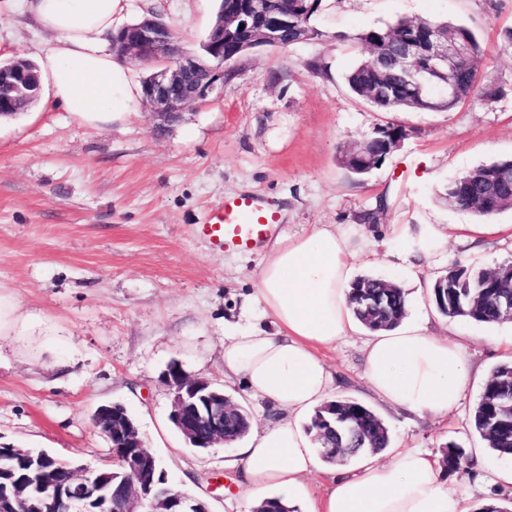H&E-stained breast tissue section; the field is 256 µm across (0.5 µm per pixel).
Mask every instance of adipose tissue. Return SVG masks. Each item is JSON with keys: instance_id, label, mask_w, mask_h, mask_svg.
<instances>
[{"instance_id": "1", "label": "adipose tissue", "mask_w": 512, "mask_h": 512, "mask_svg": "<svg viewBox=\"0 0 512 512\" xmlns=\"http://www.w3.org/2000/svg\"><path fill=\"white\" fill-rule=\"evenodd\" d=\"M128 0H0L23 9L48 34L35 59L52 104L88 124L123 119L140 86L112 50L114 19ZM371 256L358 229L317 226L277 240L258 273L251 322L227 336L224 381L244 382L278 419L254 428L235 466L248 495L293 492L323 471L302 417L330 400L336 373L323 355L346 336L363 335L371 396L398 412L446 417L470 381L461 343L404 318L393 329L363 332L349 304L358 263ZM330 492L308 512H469L436 455L401 448L387 460L363 457L355 475L334 472Z\"/></svg>"}]
</instances>
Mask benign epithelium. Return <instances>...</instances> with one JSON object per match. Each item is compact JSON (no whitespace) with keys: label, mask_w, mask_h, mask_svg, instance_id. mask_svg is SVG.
<instances>
[{"label":"benign epithelium","mask_w":512,"mask_h":512,"mask_svg":"<svg viewBox=\"0 0 512 512\" xmlns=\"http://www.w3.org/2000/svg\"><path fill=\"white\" fill-rule=\"evenodd\" d=\"M290 25H297V21L281 13L266 11L264 0H225L223 16L209 34L208 45L216 46L212 50L213 62L209 64L186 51L171 29L154 16L125 27L124 35L112 38V48L119 56L133 62L163 64L145 80L143 88L144 99L155 120V130L162 133L183 121L186 104L224 90V82L232 75L230 63L255 48L288 45L286 37ZM226 33L237 34L243 39L240 52L230 57L224 56ZM420 51L418 43L407 42L396 58L397 65L402 68L411 66ZM465 53L463 43L449 38L437 27L431 29L427 50L429 76L447 75L448 68L460 62ZM10 69L20 74L22 80L10 88L5 107L11 112H21L33 99L29 88L41 85L42 77L22 62L12 63ZM167 375L176 386L169 418L186 442L197 449L231 444V439L224 435V423L239 415L240 405L208 381L184 374L178 365L170 366ZM92 423L108 440L119 441L122 453L113 454V464L128 475L114 493L119 501L106 508V512H210L203 499L174 489L163 494L157 491L158 462L146 448L136 421L124 413V406H99L92 416ZM29 453L28 449L0 445V472L11 469L16 457ZM39 462L36 512H70L73 508H81L91 498V482L82 468L71 469L69 483L60 488L56 480L59 459L43 455ZM27 494L28 486L24 481H18L11 492L0 493V512H20Z\"/></svg>","instance_id":"1"}]
</instances>
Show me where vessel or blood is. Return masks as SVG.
<instances>
[{
	"mask_svg": "<svg viewBox=\"0 0 512 512\" xmlns=\"http://www.w3.org/2000/svg\"><path fill=\"white\" fill-rule=\"evenodd\" d=\"M277 222L274 212L259 195L241 193L226 197L200 231L222 251H249L268 238Z\"/></svg>",
	"mask_w": 512,
	"mask_h": 512,
	"instance_id": "vessel-or-blood-1",
	"label": "vessel or blood"
}]
</instances>
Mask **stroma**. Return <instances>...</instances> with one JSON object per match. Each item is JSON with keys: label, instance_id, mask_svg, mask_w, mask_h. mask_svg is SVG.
<instances>
[{"label": "stroma", "instance_id": "1", "mask_svg": "<svg viewBox=\"0 0 512 512\" xmlns=\"http://www.w3.org/2000/svg\"><path fill=\"white\" fill-rule=\"evenodd\" d=\"M217 0H130L123 23L153 15L184 47L200 53ZM400 17L471 27L486 60L479 93L452 110L380 112L348 89L345 77L370 52L369 26ZM317 38L258 48L233 66L224 90L185 109L168 132L154 129L144 102L123 121L90 125L36 101L0 122V306L16 307L18 326L0 335V441L43 448L79 464L108 465V440L92 425L96 408L126 405L146 445L175 489L209 500L212 512H240L231 462L236 446L188 447L169 420L171 363L224 389L262 426L276 417L242 385L224 381V341L243 326L266 250L213 249L198 227L225 197L252 192L279 215L288 238L319 224L347 228L378 209L367 225L378 259L362 276L403 280L404 247L395 224H479L477 240L449 236L423 259L418 284L406 286L411 313H435L427 292L452 263L487 269L512 265V209L482 218L448 206L439 194L456 176L512 157V0H322ZM47 35L25 14L0 16V62L32 59ZM327 73L312 69V61ZM500 86L493 99L482 89ZM406 138L363 180L342 153L387 124ZM473 375L460 405L445 418H412L374 404L363 379L362 339L349 336L325 355L337 396L374 405L392 448L440 454L454 442L470 464L451 477L471 512L512 506V486L493 474L511 463L474 433L470 414L491 370L512 361V321L458 322ZM220 488H212V481Z\"/></svg>", "mask_w": 512, "mask_h": 512}]
</instances>
